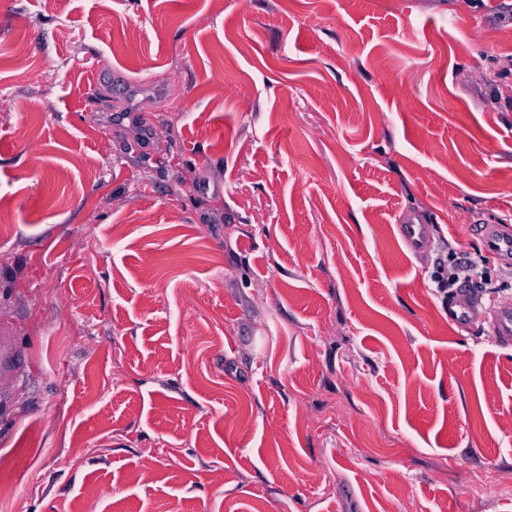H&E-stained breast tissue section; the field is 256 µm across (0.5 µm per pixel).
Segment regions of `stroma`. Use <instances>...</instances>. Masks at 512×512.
I'll return each mask as SVG.
<instances>
[{
    "label": "stroma",
    "mask_w": 512,
    "mask_h": 512,
    "mask_svg": "<svg viewBox=\"0 0 512 512\" xmlns=\"http://www.w3.org/2000/svg\"><path fill=\"white\" fill-rule=\"evenodd\" d=\"M508 86L512 0H0V512H512ZM399 231L411 251L421 252L428 248L429 235L426 224H400ZM481 234L489 252L502 260L512 259V233L508 226L486 224L482 226ZM474 265V263L459 262L452 254L448 256V267L445 263L440 264L433 272L431 279L437 284V288L446 291L447 288H452L460 279H466ZM479 304L478 297L467 286H462L448 294L446 309L448 323L463 328L473 318L474 311ZM490 335L503 347L512 346V301H500L491 309Z\"/></svg>",
    "instance_id": "35a3bbf8"
}]
</instances>
